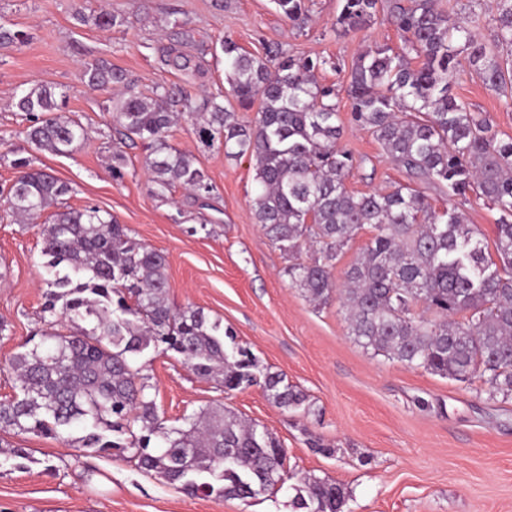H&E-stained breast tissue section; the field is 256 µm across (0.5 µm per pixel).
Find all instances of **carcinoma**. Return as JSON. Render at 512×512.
Here are the masks:
<instances>
[{"label":"carcinoma","mask_w":512,"mask_h":512,"mask_svg":"<svg viewBox=\"0 0 512 512\" xmlns=\"http://www.w3.org/2000/svg\"><path fill=\"white\" fill-rule=\"evenodd\" d=\"M289 21L304 20L305 0H273ZM336 24L359 29L382 11L404 44L358 55L348 74L350 121L367 129L407 182L355 193L347 182L361 165L339 148L336 89L316 71L336 64L294 56L280 47L258 58L230 37L220 41L233 102H203L201 141L224 145L228 158L253 162L255 222L288 255L291 285L320 305L338 296L348 335L366 350L459 382L483 379L512 395V138L504 140L480 112L449 93L463 65L512 105V0H494L493 34L477 36L479 17L463 22L439 0H342ZM27 35L0 24V45ZM175 68L203 73L181 47L166 50ZM91 88L124 83L98 58L85 63ZM259 104L243 122L237 109ZM55 88L38 83L18 99L29 116L28 144L56 155L85 136L62 113ZM190 107L183 89L153 97L129 95L112 104L120 143H141L155 192L177 186L206 201L214 186L193 155L173 148L166 133ZM20 174L0 206L34 219L58 204L69 186L52 173L15 160ZM481 199L500 212L495 254L457 207L436 209L430 194ZM372 234L337 283L333 270L358 234ZM49 291L44 311L71 329L41 334L10 358L21 396L0 401V431L78 443L98 454L129 453L191 496L255 498L283 486L286 450L266 429L224 408H207L162 426L139 357L172 351L203 378L234 391L262 383L268 399L297 409L305 396L281 373L257 375L241 348H226L221 324L198 308L168 303L167 255L132 241L112 214L95 206L60 207L40 225ZM138 426L134 432L132 426ZM75 428L84 432L71 436ZM295 512H342L344 488L307 475L292 485Z\"/></svg>","instance_id":"carcinoma-1"}]
</instances>
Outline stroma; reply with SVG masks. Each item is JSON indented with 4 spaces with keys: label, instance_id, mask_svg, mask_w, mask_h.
<instances>
[{
    "label": "stroma",
    "instance_id": "1",
    "mask_svg": "<svg viewBox=\"0 0 512 512\" xmlns=\"http://www.w3.org/2000/svg\"><path fill=\"white\" fill-rule=\"evenodd\" d=\"M306 7V19L295 24L273 0H228L223 7L215 0H0V24L28 36L24 44L0 47V186L17 176L14 160L27 157L70 186L68 205L111 213L131 240L166 253L171 305L220 320L259 371L284 374L307 397L287 411L261 385L227 392L194 374L179 355L149 349L143 374L164 426L225 406L281 442L289 473L343 485L342 512H512V396L478 379L462 383L372 354L348 336L339 300L318 306L292 287L287 256L253 218L257 183L249 158L230 159L223 146L202 144L194 119L185 116L168 142L195 156L209 176L215 187L209 206L180 187L153 194L141 145L126 147L123 177L112 173L118 135L108 108L116 93L149 96L177 85L199 108L227 87L224 61L214 55L224 37L257 57L277 44L292 54L332 58L336 69L320 71L318 79L339 89L361 52L402 44L386 15L346 33L336 24L341 0H307ZM103 10L123 17L124 25L99 29L92 18ZM79 11L89 23L75 20ZM180 40L186 53L205 60V75L165 65L164 50ZM99 57L122 70L124 85L84 87L82 65ZM41 82L67 92L64 111L87 132L69 154L34 150L24 138L28 121L16 102ZM451 93L484 113L499 138H512V107L478 75L458 72ZM338 145L361 161L350 190L405 182L370 132L344 122ZM41 249L39 220L19 224L0 210V320L7 324L0 334V400L15 393L6 359L42 325ZM0 439L27 453L0 455V512H293L287 485L246 500L196 497L130 458L35 435Z\"/></svg>",
    "mask_w": 512,
    "mask_h": 512
}]
</instances>
